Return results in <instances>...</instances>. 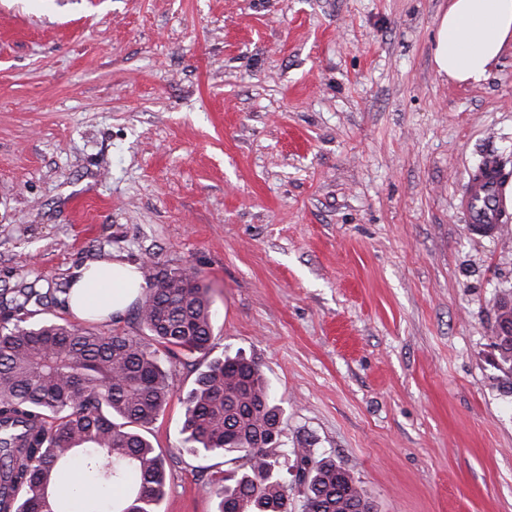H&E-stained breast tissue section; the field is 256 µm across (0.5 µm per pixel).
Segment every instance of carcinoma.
Listing matches in <instances>:
<instances>
[{"mask_svg": "<svg viewBox=\"0 0 512 512\" xmlns=\"http://www.w3.org/2000/svg\"><path fill=\"white\" fill-rule=\"evenodd\" d=\"M135 308L144 334L109 333L53 317L32 320L46 294L34 283L0 301V512H158L166 461L142 433L172 394L165 363L205 358L214 340L209 288L183 269L141 267ZM492 346L512 376V292L497 302ZM182 450L236 456L249 468L203 483L218 512H288L279 475L282 408L260 365L203 364L184 398ZM305 512H372L335 461L294 449ZM123 494L108 499L111 489Z\"/></svg>", "mask_w": 512, "mask_h": 512, "instance_id": "carcinoma-1", "label": "carcinoma"}]
</instances>
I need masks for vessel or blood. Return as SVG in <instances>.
Returning <instances> with one entry per match:
<instances>
[{
  "mask_svg": "<svg viewBox=\"0 0 512 512\" xmlns=\"http://www.w3.org/2000/svg\"><path fill=\"white\" fill-rule=\"evenodd\" d=\"M468 189L458 206L472 229L489 235L499 234L503 226V197L506 188L494 160H487L483 169L468 177Z\"/></svg>",
  "mask_w": 512,
  "mask_h": 512,
  "instance_id": "vessel-or-blood-1",
  "label": "vessel or blood"
}]
</instances>
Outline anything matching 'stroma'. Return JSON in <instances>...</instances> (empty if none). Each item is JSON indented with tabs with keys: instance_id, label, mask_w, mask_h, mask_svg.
<instances>
[{
	"instance_id": "obj_1",
	"label": "stroma",
	"mask_w": 512,
	"mask_h": 512,
	"mask_svg": "<svg viewBox=\"0 0 512 512\" xmlns=\"http://www.w3.org/2000/svg\"><path fill=\"white\" fill-rule=\"evenodd\" d=\"M448 0H0V289L68 317L85 263L198 272L212 356L257 361L281 444L373 512H512V385L491 334L512 231L456 202L512 171V49L485 81L433 63ZM150 427L177 455L182 397ZM170 465L159 512H216ZM509 181V180H508ZM508 181L503 183L493 159L486 161L483 170L468 177V189L458 200V206L477 233L499 235L503 223V197Z\"/></svg>"
}]
</instances>
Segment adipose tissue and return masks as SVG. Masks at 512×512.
I'll use <instances>...</instances> for the list:
<instances>
[{
    "label": "adipose tissue",
    "instance_id": "adipose-tissue-1",
    "mask_svg": "<svg viewBox=\"0 0 512 512\" xmlns=\"http://www.w3.org/2000/svg\"><path fill=\"white\" fill-rule=\"evenodd\" d=\"M510 43L512 0H448L439 17L433 61L439 74L478 84ZM142 285L133 265L102 260L77 270L67 306L80 319L117 317L138 297Z\"/></svg>",
    "mask_w": 512,
    "mask_h": 512
}]
</instances>
